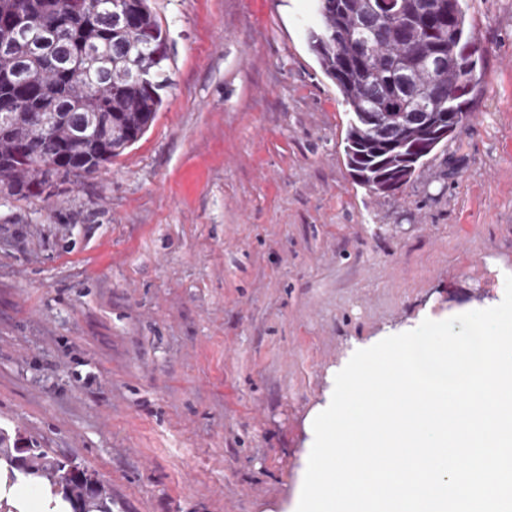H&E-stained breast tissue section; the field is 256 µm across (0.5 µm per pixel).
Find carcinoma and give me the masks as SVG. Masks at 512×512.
<instances>
[{
    "label": "carcinoma",
    "mask_w": 512,
    "mask_h": 512,
    "mask_svg": "<svg viewBox=\"0 0 512 512\" xmlns=\"http://www.w3.org/2000/svg\"><path fill=\"white\" fill-rule=\"evenodd\" d=\"M127 13L124 26L112 12ZM309 45L351 114L344 153L353 178L376 194L410 182L468 117L484 76L461 0H317ZM167 39L149 0H0V192L28 199L66 175L91 173L138 141L168 83ZM422 105L419 118L396 116ZM0 428L5 488L38 480L71 512H112L94 474Z\"/></svg>",
    "instance_id": "carcinoma-1"
}]
</instances>
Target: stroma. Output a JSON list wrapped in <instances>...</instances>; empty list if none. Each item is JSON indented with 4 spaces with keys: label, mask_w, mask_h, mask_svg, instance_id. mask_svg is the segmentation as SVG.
Returning a JSON list of instances; mask_svg holds the SVG:
<instances>
[{
    "label": "stroma",
    "mask_w": 512,
    "mask_h": 512,
    "mask_svg": "<svg viewBox=\"0 0 512 512\" xmlns=\"http://www.w3.org/2000/svg\"><path fill=\"white\" fill-rule=\"evenodd\" d=\"M145 134L40 199L0 194V427L112 512H285L356 350L498 305L512 274V0H467L471 116L407 185L349 171L316 0H151Z\"/></svg>",
    "instance_id": "obj_1"
}]
</instances>
